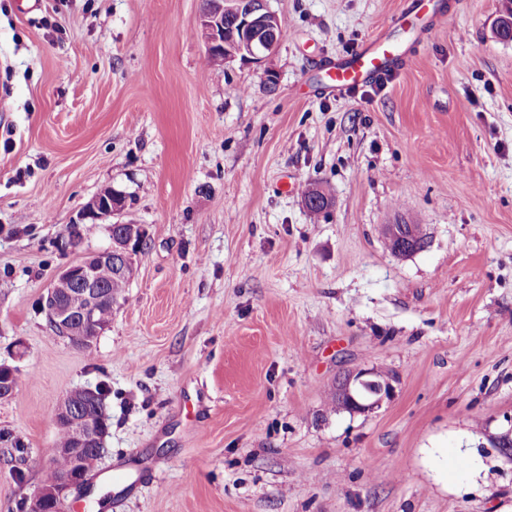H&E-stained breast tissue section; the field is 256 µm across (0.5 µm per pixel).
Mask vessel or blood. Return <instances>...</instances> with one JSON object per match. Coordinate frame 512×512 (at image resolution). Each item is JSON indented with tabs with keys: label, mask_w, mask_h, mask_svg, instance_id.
<instances>
[{
	"label": "vessel or blood",
	"mask_w": 512,
	"mask_h": 512,
	"mask_svg": "<svg viewBox=\"0 0 512 512\" xmlns=\"http://www.w3.org/2000/svg\"><path fill=\"white\" fill-rule=\"evenodd\" d=\"M402 55L390 42L388 36L381 35L331 66L325 77L323 88L339 95L355 87L371 83L385 76Z\"/></svg>",
	"instance_id": "1"
}]
</instances>
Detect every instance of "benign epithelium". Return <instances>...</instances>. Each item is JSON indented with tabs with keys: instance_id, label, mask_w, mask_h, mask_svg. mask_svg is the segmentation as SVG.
<instances>
[{
	"instance_id": "benign-epithelium-1",
	"label": "benign epithelium",
	"mask_w": 512,
	"mask_h": 512,
	"mask_svg": "<svg viewBox=\"0 0 512 512\" xmlns=\"http://www.w3.org/2000/svg\"><path fill=\"white\" fill-rule=\"evenodd\" d=\"M283 20L269 9L267 0H208L197 19L196 34L206 48V53L214 62L227 66L236 61L242 63H260L269 57L280 42L278 35ZM248 32L250 38L240 41L236 38L225 39L227 30ZM115 200L100 202L91 199L82 209L79 221H106L121 214L126 203ZM420 225L405 221L384 226L385 239L393 246V252L399 257L408 256L426 246L418 231ZM138 237L124 232L112 236V246L94 253L84 260L65 265L41 297L49 322L59 335L78 336L76 346L92 343L104 330L98 321V309L104 295L96 280L97 267L107 262L115 264L119 273L132 274V256L137 248ZM75 282L77 288L63 297L64 286ZM17 367L0 364V398L11 397L16 385L12 378ZM398 377L389 372L376 369H359L342 377L337 385V399L347 402L353 413H369L391 400L396 391ZM56 426L67 428L78 442L77 448H65L56 444L48 465L58 458L71 461L70 468L61 472L56 481L41 486L27 497L26 512H46V505L56 501L68 502L72 491H85L89 484L88 473L80 469V456L91 450L103 457L108 453L105 447L107 433L100 432L92 420L80 413L79 405L61 398L55 411Z\"/></svg>"
}]
</instances>
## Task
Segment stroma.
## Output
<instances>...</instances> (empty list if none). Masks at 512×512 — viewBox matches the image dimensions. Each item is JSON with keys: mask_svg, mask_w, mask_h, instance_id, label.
<instances>
[{"mask_svg": "<svg viewBox=\"0 0 512 512\" xmlns=\"http://www.w3.org/2000/svg\"><path fill=\"white\" fill-rule=\"evenodd\" d=\"M202 0H0V431L42 484L59 400L106 385L94 512H512V42L503 0H269L259 64H211ZM405 16V27L390 23ZM388 33L405 65L336 96L321 65ZM275 88L265 84L266 73ZM329 189L311 217L302 189ZM143 225L124 302L83 349L39 302L106 224ZM422 225L395 257L382 227ZM395 373L352 414L345 373ZM483 463L448 478V451ZM112 187H106L97 195L99 200H105L111 197ZM115 199L117 201H109L103 202L102 204L98 199H91L82 209L79 221L74 224H83L84 221H91L92 223H96L98 221H106L114 216L120 215L126 208V202H120V195L115 194Z\"/></svg>", "mask_w": 512, "mask_h": 512, "instance_id": "stroma-1", "label": "stroma"}]
</instances>
